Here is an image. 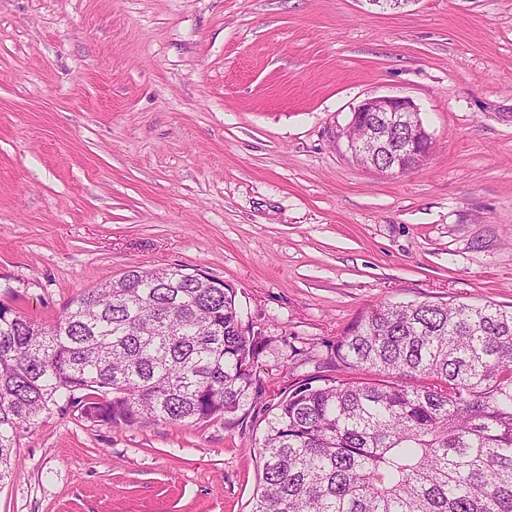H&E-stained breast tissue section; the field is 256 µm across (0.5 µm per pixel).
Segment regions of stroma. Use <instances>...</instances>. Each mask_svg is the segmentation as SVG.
I'll use <instances>...</instances> for the list:
<instances>
[{
    "label": "stroma",
    "instance_id": "1",
    "mask_svg": "<svg viewBox=\"0 0 512 512\" xmlns=\"http://www.w3.org/2000/svg\"><path fill=\"white\" fill-rule=\"evenodd\" d=\"M381 95L420 169L333 143ZM133 267L232 285L265 403L368 308L512 304V0H0V302L47 326ZM264 425L55 407L0 512H250ZM352 116L349 120V122L345 126H340L339 129L334 131L333 133V141L334 143L340 142L343 140L342 132L343 130L350 126L354 125L357 122L361 121L363 119L364 114L366 113H380L385 112L382 115L377 116L375 120H380V126L385 129V126L392 123L394 120L395 112H402L400 113V118L403 119L405 122L410 115L415 116L419 112V108L416 106V104L406 97H398V96H378V97H370L366 98L363 101H361L357 106H354L352 109ZM387 112H394V113H387ZM358 114H360L362 117H360V120L357 118ZM392 114L393 118H392ZM345 140V139H344ZM346 148L350 152V154L354 155V146L355 142L352 144L351 142H348L345 140ZM356 148V146H355Z\"/></svg>",
    "mask_w": 512,
    "mask_h": 512
}]
</instances>
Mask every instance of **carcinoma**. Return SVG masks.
I'll return each instance as SVG.
<instances>
[{"instance_id":"carcinoma-1","label":"carcinoma","mask_w":512,"mask_h":512,"mask_svg":"<svg viewBox=\"0 0 512 512\" xmlns=\"http://www.w3.org/2000/svg\"><path fill=\"white\" fill-rule=\"evenodd\" d=\"M409 129L358 154L408 166ZM271 338L235 289L181 268L130 269L48 328L0 303V484L19 430L50 406L92 422L192 426L257 405ZM264 417L251 512H512V306L382 303Z\"/></svg>"}]
</instances>
